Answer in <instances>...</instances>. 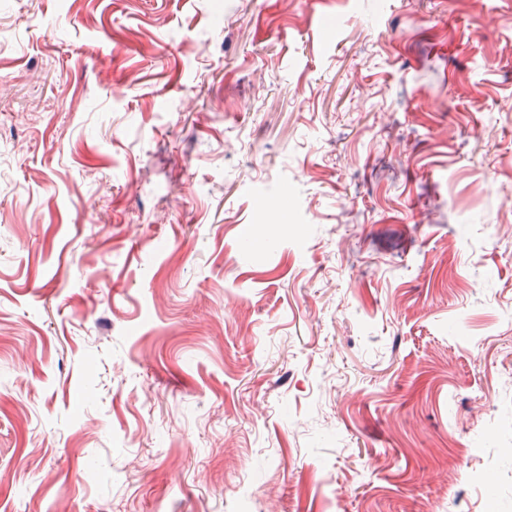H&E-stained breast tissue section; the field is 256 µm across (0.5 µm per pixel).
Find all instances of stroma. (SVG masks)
<instances>
[{"label":"stroma","mask_w":512,"mask_h":512,"mask_svg":"<svg viewBox=\"0 0 512 512\" xmlns=\"http://www.w3.org/2000/svg\"><path fill=\"white\" fill-rule=\"evenodd\" d=\"M0 512H512V0H0Z\"/></svg>","instance_id":"obj_1"}]
</instances>
